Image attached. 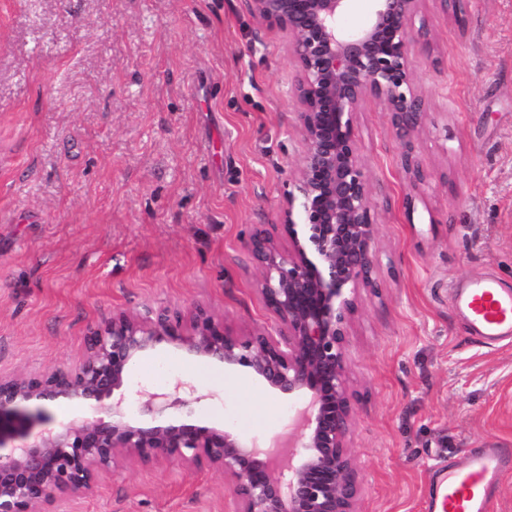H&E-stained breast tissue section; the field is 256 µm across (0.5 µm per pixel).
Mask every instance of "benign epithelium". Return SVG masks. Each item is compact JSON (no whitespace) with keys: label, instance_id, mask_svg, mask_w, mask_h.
<instances>
[{"label":"benign epithelium","instance_id":"benign-epithelium-1","mask_svg":"<svg viewBox=\"0 0 512 512\" xmlns=\"http://www.w3.org/2000/svg\"><path fill=\"white\" fill-rule=\"evenodd\" d=\"M251 2L260 18L288 32L299 71L294 98L303 156L285 197L284 240L259 225L248 241L261 271L257 291L278 333H236L201 305L186 318L165 308L120 310L88 329L75 365L0 375V512H47L58 496L93 492L119 459L159 457L224 473L235 512H357L345 341L360 290L376 287L379 213L354 119L366 98L382 104L411 205L427 184L414 154L427 102L410 52L415 36L427 32L413 31L420 0H372L369 24L356 30L341 24L348 0ZM162 344L228 372L242 369L277 394L307 397L291 418V434L262 447L209 425L197 416L196 388L182 381L172 394L136 391L143 402L140 417L131 416L129 367ZM59 401L92 414L34 431L45 421L43 406Z\"/></svg>","mask_w":512,"mask_h":512}]
</instances>
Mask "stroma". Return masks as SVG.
<instances>
[{"mask_svg":"<svg viewBox=\"0 0 512 512\" xmlns=\"http://www.w3.org/2000/svg\"><path fill=\"white\" fill-rule=\"evenodd\" d=\"M422 0L411 53L428 184L406 207L398 144L367 98L354 132L380 218L377 286L345 342L358 512H429L437 470L512 450V341L474 336L455 288L512 290V0ZM286 31L248 0H0V374L72 366L113 311L206 307L275 332L254 226L282 237L301 163ZM194 385L201 418L266 442L294 404L247 372L161 345L128 392ZM209 466L121 462L51 512H234Z\"/></svg>","mask_w":512,"mask_h":512,"instance_id":"35a3bbf8","label":"stroma"}]
</instances>
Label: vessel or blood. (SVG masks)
Masks as SVG:
<instances>
[{"mask_svg":"<svg viewBox=\"0 0 512 512\" xmlns=\"http://www.w3.org/2000/svg\"><path fill=\"white\" fill-rule=\"evenodd\" d=\"M454 305L481 339L512 337V291L486 277L454 292ZM512 469V455L500 448H486L462 468H448L432 496V512H488L489 487L504 470Z\"/></svg>","mask_w":512,"mask_h":512,"instance_id":"obj_1","label":"vessel or blood"}]
</instances>
